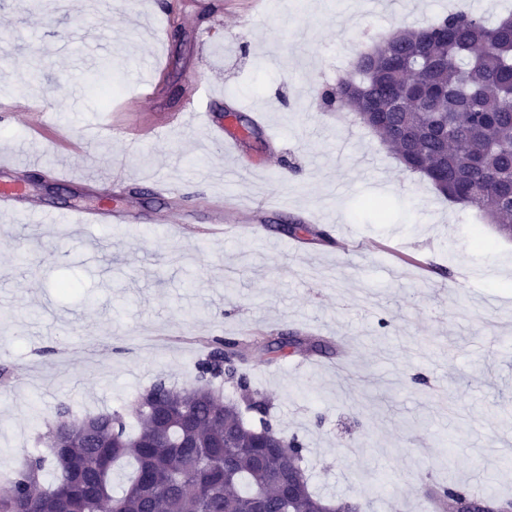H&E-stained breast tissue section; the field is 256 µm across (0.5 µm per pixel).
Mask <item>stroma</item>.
Masks as SVG:
<instances>
[{
	"instance_id": "stroma-1",
	"label": "stroma",
	"mask_w": 512,
	"mask_h": 512,
	"mask_svg": "<svg viewBox=\"0 0 512 512\" xmlns=\"http://www.w3.org/2000/svg\"><path fill=\"white\" fill-rule=\"evenodd\" d=\"M170 5L178 47L164 33ZM457 9L493 20L512 0H0V100L47 109L41 133L28 113L0 114V156L28 164L47 208L84 204L80 178L143 206L140 223L77 224L65 238L0 216V474L44 452L37 436L58 401L116 409L161 375L191 385L202 338L297 330L350 346L351 359L273 361L256 345L242 356L272 422L304 440L315 493L425 512L426 489L452 476L512 497V240L316 95L371 41ZM176 54L185 70L169 67ZM190 72L228 109L262 116L239 157L196 125L136 150L82 141L107 118L170 123ZM130 100L134 112H117ZM148 179L180 185L181 224L157 232ZM219 197L225 223L258 225L264 243L209 234ZM296 219L329 242L283 233Z\"/></svg>"
}]
</instances>
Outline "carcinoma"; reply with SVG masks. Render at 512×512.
<instances>
[{
    "label": "carcinoma",
    "instance_id": "1",
    "mask_svg": "<svg viewBox=\"0 0 512 512\" xmlns=\"http://www.w3.org/2000/svg\"><path fill=\"white\" fill-rule=\"evenodd\" d=\"M322 99L378 136L403 170L427 179L448 202L475 210L512 238V16L489 24L476 14L441 15L402 28L359 54ZM195 364L196 384L159 378L123 409L77 413L62 401L45 422L50 455H31L0 487V512H346L348 501L314 496L300 466L305 443L269 421L248 426L213 381L234 384L266 414L261 392L240 368V339L212 337ZM299 332L265 344L267 353L321 352ZM233 447H224V433ZM133 466L112 495V472ZM298 483L285 492L277 479ZM437 512L498 500L453 478L427 489Z\"/></svg>",
    "mask_w": 512,
    "mask_h": 512
}]
</instances>
